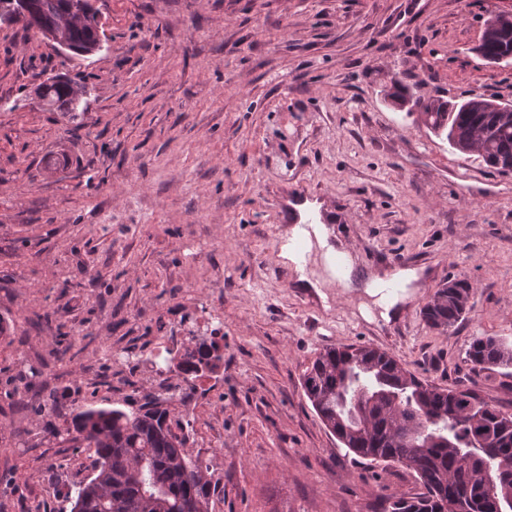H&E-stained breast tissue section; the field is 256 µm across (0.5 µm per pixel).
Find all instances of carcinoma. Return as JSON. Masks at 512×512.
<instances>
[{
  "label": "carcinoma",
  "mask_w": 512,
  "mask_h": 512,
  "mask_svg": "<svg viewBox=\"0 0 512 512\" xmlns=\"http://www.w3.org/2000/svg\"><path fill=\"white\" fill-rule=\"evenodd\" d=\"M81 0H31L29 14L15 0H0V22L25 19L52 30L80 56L104 36L98 13ZM492 60L512 55V28L477 47ZM43 105L75 115L86 87L52 76L39 84ZM396 104H409L424 125L462 153L512 171V112H487L478 96L461 103L413 97L395 87ZM474 287L456 279L439 288L421 314L435 330L455 327L472 309ZM184 357L202 351L211 366L221 360L215 343L189 331ZM480 367L511 366L512 347L495 336L476 339L468 351ZM302 386L322 423L354 455L397 463L424 488L388 502L384 512H512V414L478 399L419 379L392 355L367 346L327 347L306 370ZM170 411L149 402L129 415L120 409L83 408L72 419L74 440L94 449L92 474L76 486L72 512H209L210 466L186 451Z\"/></svg>",
  "instance_id": "cac0c4a2"
}]
</instances>
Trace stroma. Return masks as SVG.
Returning <instances> with one entry per match:
<instances>
[{
    "label": "stroma",
    "mask_w": 512,
    "mask_h": 512,
    "mask_svg": "<svg viewBox=\"0 0 512 512\" xmlns=\"http://www.w3.org/2000/svg\"><path fill=\"white\" fill-rule=\"evenodd\" d=\"M105 38L59 56L0 24V512H71L92 473L83 407L135 412L158 392L109 350H156L185 314L224 323V358L179 384L174 428L210 466V512H383L421 492L397 464L357 460L321 423L302 376L322 349L386 350L428 382L512 413V172L452 149L387 97L479 93L512 103V64L476 52L512 0H95ZM85 82L76 118L33 94L46 72ZM335 213L352 279L408 257L429 280L375 325L345 292L328 305L283 281L277 203L295 184ZM475 287L448 332L420 310ZM47 325L37 326L39 316ZM72 345L57 356L54 338ZM468 356L480 368L512 365V347L495 336L476 339L470 346Z\"/></svg>",
    "instance_id": "obj_1"
}]
</instances>
